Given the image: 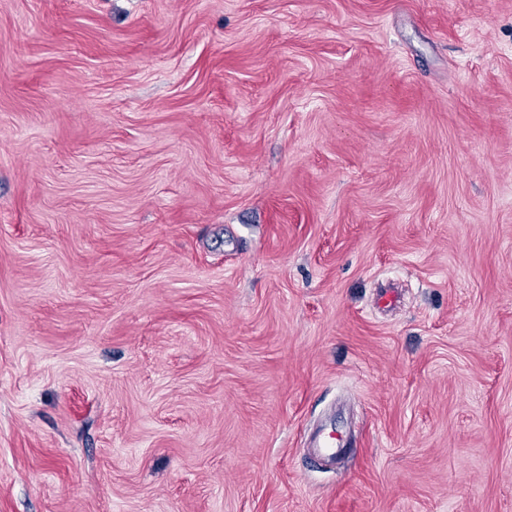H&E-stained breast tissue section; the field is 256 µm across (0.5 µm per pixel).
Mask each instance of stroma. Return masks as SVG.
I'll list each match as a JSON object with an SVG mask.
<instances>
[{
	"label": "stroma",
	"instance_id": "stroma-1",
	"mask_svg": "<svg viewBox=\"0 0 512 512\" xmlns=\"http://www.w3.org/2000/svg\"><path fill=\"white\" fill-rule=\"evenodd\" d=\"M0 512H512V0H0Z\"/></svg>",
	"mask_w": 512,
	"mask_h": 512
}]
</instances>
